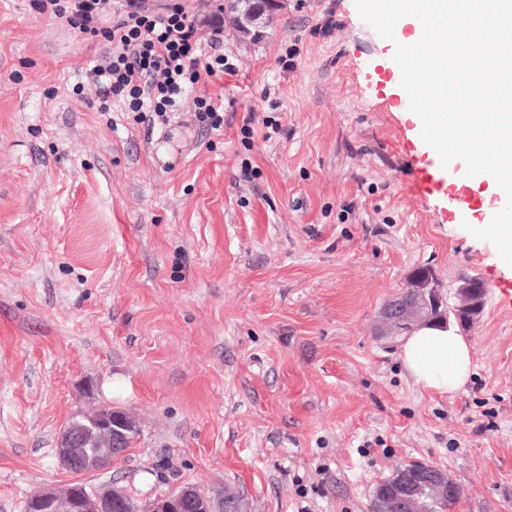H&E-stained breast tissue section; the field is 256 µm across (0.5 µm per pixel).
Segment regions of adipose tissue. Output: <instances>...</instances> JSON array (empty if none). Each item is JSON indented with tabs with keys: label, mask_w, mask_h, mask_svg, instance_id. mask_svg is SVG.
<instances>
[{
	"label": "adipose tissue",
	"mask_w": 512,
	"mask_h": 512,
	"mask_svg": "<svg viewBox=\"0 0 512 512\" xmlns=\"http://www.w3.org/2000/svg\"><path fill=\"white\" fill-rule=\"evenodd\" d=\"M458 183L484 187L486 201L481 221L494 223L498 206L512 197V183L493 175H472L461 168ZM402 363L410 377L422 388L449 394L462 389L472 374L471 348L456 329L429 324L412 331L403 339L400 350Z\"/></svg>",
	"instance_id": "1"
}]
</instances>
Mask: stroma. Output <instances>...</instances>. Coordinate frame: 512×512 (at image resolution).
Returning a JSON list of instances; mask_svg holds the SVG:
<instances>
[{
  "label": "stroma",
  "mask_w": 512,
  "mask_h": 512,
  "mask_svg": "<svg viewBox=\"0 0 512 512\" xmlns=\"http://www.w3.org/2000/svg\"><path fill=\"white\" fill-rule=\"evenodd\" d=\"M165 125L102 100L101 44L0 0V512L45 485L117 482L145 503L232 487L248 512H370L410 461L454 512H512V265L431 163L395 50L354 0H277L255 40ZM487 287L461 390L416 385L380 336L416 267ZM132 412L127 454L80 476L68 420ZM194 117L201 125L217 128L224 122L220 115L221 109L213 101V98L206 94L196 95L192 100Z\"/></svg>",
  "instance_id": "1"
}]
</instances>
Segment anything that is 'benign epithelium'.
Masks as SVG:
<instances>
[{
    "label": "benign epithelium",
    "mask_w": 512,
    "mask_h": 512,
    "mask_svg": "<svg viewBox=\"0 0 512 512\" xmlns=\"http://www.w3.org/2000/svg\"><path fill=\"white\" fill-rule=\"evenodd\" d=\"M443 300L439 291L428 292L418 282H407L402 295L389 300L381 310L382 319L391 327L402 325L414 328L433 321V312ZM138 429L134 416L120 408H112V416L101 419L89 426L82 424L75 416L64 430L57 456L60 464L69 472L80 475L101 468L102 461L89 456L81 447L85 434L94 431L108 440L111 457L126 452L131 434ZM443 483L448 496L460 494L455 482L448 479L439 468L419 463L406 464L389 477L385 499L392 507L409 510L411 488L419 483ZM190 505L193 512H242L238 503L221 495L214 497L196 487H185L153 503V512H182L184 505ZM27 512H142V507L133 501L126 490L115 483L86 489L84 484L74 481L63 489L40 488L27 499Z\"/></svg>",
    "instance_id": "1"
}]
</instances>
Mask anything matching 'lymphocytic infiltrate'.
Returning a JSON list of instances; mask_svg holds the SVG:
<instances>
[{"mask_svg": "<svg viewBox=\"0 0 512 512\" xmlns=\"http://www.w3.org/2000/svg\"><path fill=\"white\" fill-rule=\"evenodd\" d=\"M39 8L107 44L90 74L104 96L119 98L129 112L147 110L167 119L202 76L229 67L218 50L224 41L220 22L213 16L195 22L181 0L158 7L146 0H39Z\"/></svg>", "mask_w": 512, "mask_h": 512, "instance_id": "1", "label": "lymphocytic infiltrate"}]
</instances>
